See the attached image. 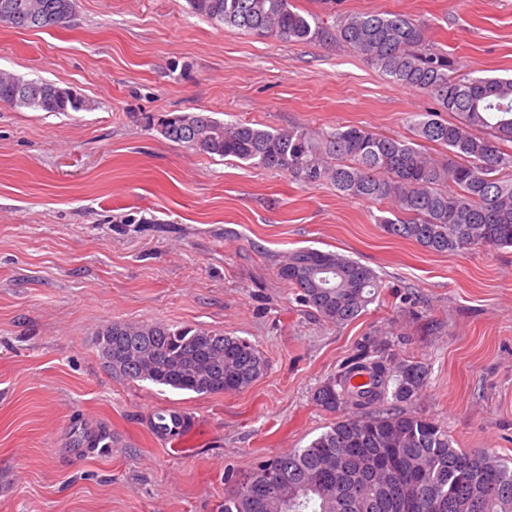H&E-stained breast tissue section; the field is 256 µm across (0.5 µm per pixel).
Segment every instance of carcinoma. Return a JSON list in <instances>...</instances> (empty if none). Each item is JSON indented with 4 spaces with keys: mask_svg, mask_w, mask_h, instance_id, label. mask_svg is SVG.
Returning a JSON list of instances; mask_svg holds the SVG:
<instances>
[{
    "mask_svg": "<svg viewBox=\"0 0 512 512\" xmlns=\"http://www.w3.org/2000/svg\"><path fill=\"white\" fill-rule=\"evenodd\" d=\"M0 24L16 29L66 27L76 0H0ZM207 19L257 37L308 41L323 31L318 17L292 0H188ZM336 41L353 48L391 83L421 91L437 112L412 113L408 123L422 141L448 149L440 160L410 140L338 125L322 133L287 132L245 122L228 123L209 112L169 113L161 135L197 153L231 157L288 173L308 185L332 184L345 197L386 202L383 231L430 252L476 246H512V78L460 72L437 50L427 29L405 14L385 11L336 14ZM57 83L23 80L0 70V102L42 112H79L59 99ZM450 112L457 120L441 118ZM277 275L298 291L301 304L328 321L350 322L379 294L377 272L333 251H292ZM98 348L112 375L151 381L173 390L218 394L243 390L268 362L252 343L192 326L108 323ZM369 381L355 386L352 379ZM427 368L394 363L381 349H365L316 391L315 401L337 414L329 430L305 448L264 459L239 480L227 477L223 512H352L351 494L364 492L359 512H390V488L409 499L411 512H512V462L483 449L456 448L435 421L392 412L384 405L411 399ZM378 406L367 416L348 407ZM190 416L168 410L150 421L154 434H184ZM110 438L104 427L72 444L96 448Z\"/></svg>",
    "mask_w": 512,
    "mask_h": 512,
    "instance_id": "cac0c4a2",
    "label": "carcinoma"
}]
</instances>
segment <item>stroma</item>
Segmentation results:
<instances>
[{"label":"stroma","mask_w":512,"mask_h":512,"mask_svg":"<svg viewBox=\"0 0 512 512\" xmlns=\"http://www.w3.org/2000/svg\"><path fill=\"white\" fill-rule=\"evenodd\" d=\"M423 24L465 70L512 74V0H339ZM0 70L58 81L79 112L0 104V512H222L224 474L302 448L333 413L317 389L360 349L421 362L400 412L455 447L512 458V248L430 252L385 235L387 207L328 182L209 158L164 138L170 112L266 129L351 124L401 138L433 99L390 83L319 37L214 26L188 0H77L70 26H0ZM301 248L381 275L356 320L324 321L277 275ZM109 322L196 326L245 339L268 361L250 387L198 395L112 377ZM194 428L161 439L151 412ZM112 441L67 455L75 435Z\"/></svg>","instance_id":"obj_1"}]
</instances>
